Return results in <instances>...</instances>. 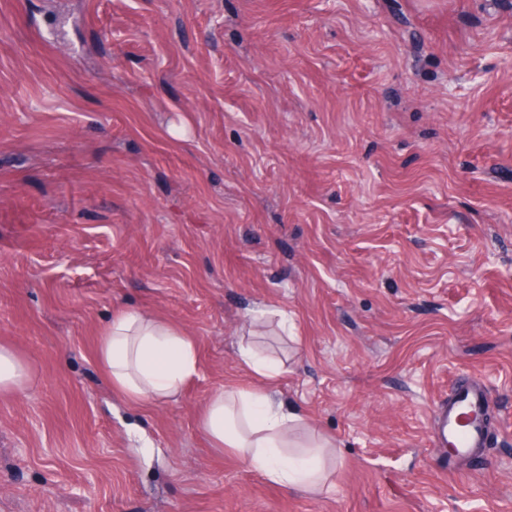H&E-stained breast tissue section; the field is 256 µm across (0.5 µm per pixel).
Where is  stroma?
<instances>
[{
  "label": "stroma",
  "mask_w": 512,
  "mask_h": 512,
  "mask_svg": "<svg viewBox=\"0 0 512 512\" xmlns=\"http://www.w3.org/2000/svg\"><path fill=\"white\" fill-rule=\"evenodd\" d=\"M127 307L198 340L177 401L112 395ZM247 343L329 488L200 428ZM0 345V512H512V0H0ZM36 383L29 361L12 347L0 345V395H12ZM486 406V391L481 386H475L457 394L440 416L442 437L454 446L456 457H464L472 448L482 446L488 430V424L482 418ZM462 414L468 417L466 425L461 423Z\"/></svg>",
  "instance_id": "1"
}]
</instances>
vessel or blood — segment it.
Masks as SVG:
<instances>
[{
	"label": "vessel or blood",
	"instance_id": "1",
	"mask_svg": "<svg viewBox=\"0 0 512 512\" xmlns=\"http://www.w3.org/2000/svg\"><path fill=\"white\" fill-rule=\"evenodd\" d=\"M486 406V391L475 386L457 394L440 416L442 437L453 445L457 456H466L471 449L482 446L488 430L483 419Z\"/></svg>",
	"mask_w": 512,
	"mask_h": 512
}]
</instances>
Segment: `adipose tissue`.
<instances>
[{
    "label": "adipose tissue",
    "instance_id": "obj_1",
    "mask_svg": "<svg viewBox=\"0 0 512 512\" xmlns=\"http://www.w3.org/2000/svg\"><path fill=\"white\" fill-rule=\"evenodd\" d=\"M241 362L262 383L250 390L218 388L208 397L200 424L215 447L247 460L270 483L308 490L326 479L320 454H290L291 435L300 419L284 412L274 395L283 367L260 357L251 347L238 350ZM114 392L134 404L175 399L197 372L195 341L157 315L127 308L113 316L96 350ZM29 361L15 349L0 345V395L34 385Z\"/></svg>",
    "mask_w": 512,
    "mask_h": 512
}]
</instances>
